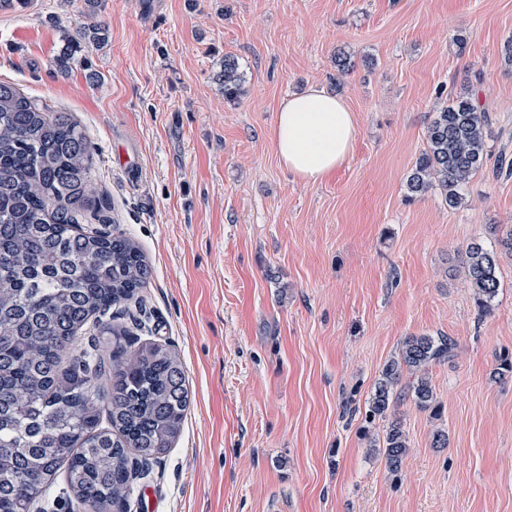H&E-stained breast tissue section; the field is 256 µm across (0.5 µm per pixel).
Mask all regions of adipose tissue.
<instances>
[{
	"instance_id": "1",
	"label": "adipose tissue",
	"mask_w": 512,
	"mask_h": 512,
	"mask_svg": "<svg viewBox=\"0 0 512 512\" xmlns=\"http://www.w3.org/2000/svg\"><path fill=\"white\" fill-rule=\"evenodd\" d=\"M357 117L324 88L289 96L280 106L273 143L280 164L305 182L324 180L350 158Z\"/></svg>"
}]
</instances>
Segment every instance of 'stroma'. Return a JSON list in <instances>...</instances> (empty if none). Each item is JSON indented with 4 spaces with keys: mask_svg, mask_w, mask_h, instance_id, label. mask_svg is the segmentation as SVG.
<instances>
[{
    "mask_svg": "<svg viewBox=\"0 0 512 512\" xmlns=\"http://www.w3.org/2000/svg\"><path fill=\"white\" fill-rule=\"evenodd\" d=\"M87 23L103 44L59 73ZM511 42L512 0H0V82L86 129L98 197L151 265L118 323L186 371L182 432L127 512H512V374H494L512 354V176L495 173ZM228 56L245 77L231 103ZM312 86L357 115L347 164L315 183L272 140L282 99ZM464 90L492 116L483 171L458 208L409 199L428 124ZM476 238L499 253L486 312L462 268ZM415 334L457 348L429 370L440 416L392 407L410 446L392 473L364 406Z\"/></svg>",
    "mask_w": 512,
    "mask_h": 512,
    "instance_id": "1",
    "label": "stroma"
}]
</instances>
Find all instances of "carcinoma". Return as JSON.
<instances>
[{
    "instance_id": "carcinoma-1",
    "label": "carcinoma",
    "mask_w": 512,
    "mask_h": 512,
    "mask_svg": "<svg viewBox=\"0 0 512 512\" xmlns=\"http://www.w3.org/2000/svg\"><path fill=\"white\" fill-rule=\"evenodd\" d=\"M103 28L67 37L58 70L89 64ZM224 99L243 93L244 74L224 58ZM490 113L468 94L451 96L426 131L427 146L407 176L410 197L437 190L450 208L485 165ZM93 153L71 117H53L0 82V512H24L59 472L66 495L87 512L120 509L144 465L171 449L189 406L185 369L169 344L130 341L112 307L140 298L151 278L141 246L105 228L95 196ZM498 255L477 239L464 273L478 305L496 296ZM448 336L412 335L383 368L365 408L372 425L410 397L439 411L428 377L448 360ZM413 380L400 386L403 373ZM410 448L389 423L376 453L396 473Z\"/></svg>"
}]
</instances>
